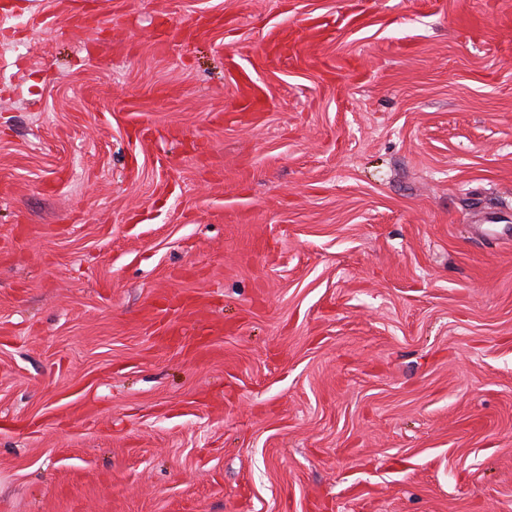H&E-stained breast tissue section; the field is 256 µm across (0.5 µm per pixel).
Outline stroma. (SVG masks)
I'll return each mask as SVG.
<instances>
[{"label":"stroma","mask_w":512,"mask_h":512,"mask_svg":"<svg viewBox=\"0 0 512 512\" xmlns=\"http://www.w3.org/2000/svg\"><path fill=\"white\" fill-rule=\"evenodd\" d=\"M441 2L0 0V512H512V0Z\"/></svg>","instance_id":"35a3bbf8"}]
</instances>
